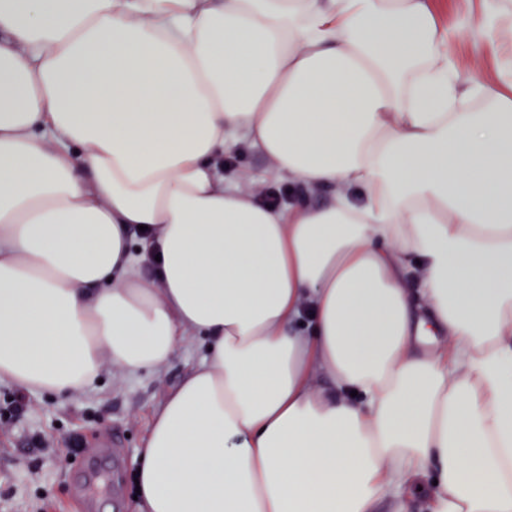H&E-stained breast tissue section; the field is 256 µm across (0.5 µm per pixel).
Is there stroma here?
Returning <instances> with one entry per match:
<instances>
[{"label": "stroma", "mask_w": 512, "mask_h": 512, "mask_svg": "<svg viewBox=\"0 0 512 512\" xmlns=\"http://www.w3.org/2000/svg\"><path fill=\"white\" fill-rule=\"evenodd\" d=\"M441 25L458 30L457 60L496 78L512 47L485 44L466 33L490 6L512 23V0H430ZM248 171L258 196H300V186L277 183L267 159L250 144L224 158L225 176ZM205 351L185 344L169 365L134 379L104 367L99 383L67 400L0 383V512H136V472L153 409Z\"/></svg>", "instance_id": "1"}]
</instances>
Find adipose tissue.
I'll use <instances>...</instances> for the list:
<instances>
[{
	"mask_svg": "<svg viewBox=\"0 0 512 512\" xmlns=\"http://www.w3.org/2000/svg\"><path fill=\"white\" fill-rule=\"evenodd\" d=\"M240 141L305 196L225 179ZM198 336L142 512H512V59L427 0H0V381ZM457 60L463 68H476L489 78L497 77L498 67L508 58V45L485 44L474 40L468 32L459 35L457 41Z\"/></svg>",
	"mask_w": 512,
	"mask_h": 512,
	"instance_id": "1",
	"label": "adipose tissue"
}]
</instances>
